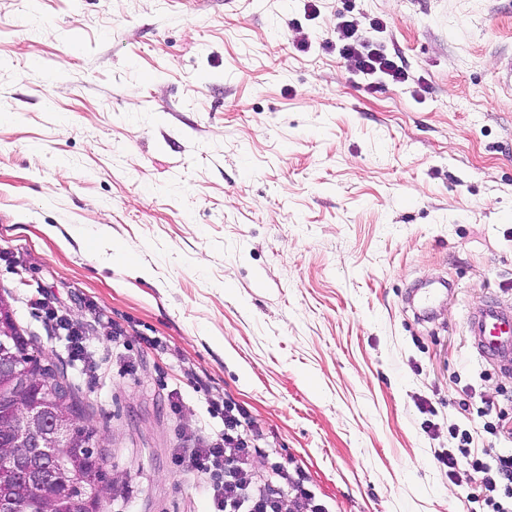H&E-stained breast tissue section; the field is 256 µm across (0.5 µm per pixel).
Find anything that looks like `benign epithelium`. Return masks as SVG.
I'll use <instances>...</instances> for the list:
<instances>
[{"label": "benign epithelium", "mask_w": 512, "mask_h": 512, "mask_svg": "<svg viewBox=\"0 0 512 512\" xmlns=\"http://www.w3.org/2000/svg\"><path fill=\"white\" fill-rule=\"evenodd\" d=\"M0 384L15 389L12 396L0 392V417L6 414L20 421L12 426L9 439L0 442V459L13 460L14 479L41 485L37 512H64L55 494L53 464L69 463L70 483L79 482L82 460L100 444H85L76 438L72 420L55 406L53 388L31 395L28 365L8 349L0 350Z\"/></svg>", "instance_id": "benign-epithelium-1"}]
</instances>
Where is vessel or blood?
<instances>
[{"label": "vessel or blood", "instance_id": "b4317fda", "mask_svg": "<svg viewBox=\"0 0 512 512\" xmlns=\"http://www.w3.org/2000/svg\"><path fill=\"white\" fill-rule=\"evenodd\" d=\"M474 352L487 362L512 369V303L493 301L468 318Z\"/></svg>", "mask_w": 512, "mask_h": 512}]
</instances>
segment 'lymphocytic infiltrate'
<instances>
[{
  "instance_id": "obj_1",
  "label": "lymphocytic infiltrate",
  "mask_w": 512,
  "mask_h": 512,
  "mask_svg": "<svg viewBox=\"0 0 512 512\" xmlns=\"http://www.w3.org/2000/svg\"><path fill=\"white\" fill-rule=\"evenodd\" d=\"M338 39L340 56L351 61L359 73L383 74L395 82L405 80L402 67L382 49L358 37L350 26H341ZM219 410L223 430L194 436L191 448L177 458L186 471L209 476L207 492L213 512H291L295 507L320 512L312 503L300 468L280 463L265 470L256 466L254 455L261 438L256 422L227 401ZM472 442L470 433L461 432L456 451L438 453V463L447 468L453 482L459 471H466L470 500L487 512H512V453L495 455L487 448L475 452Z\"/></svg>"
}]
</instances>
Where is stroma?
Wrapping results in <instances>:
<instances>
[{
	"instance_id": "35a3bbf8",
	"label": "stroma",
	"mask_w": 512,
	"mask_h": 512,
	"mask_svg": "<svg viewBox=\"0 0 512 512\" xmlns=\"http://www.w3.org/2000/svg\"><path fill=\"white\" fill-rule=\"evenodd\" d=\"M508 56L512 0H0V295L86 408L103 512H210L177 456L221 397L323 512H474L435 454L512 452L465 328L512 293ZM338 40L339 54L352 62L359 73L365 75L383 74L392 81H405L406 73L380 48L356 35L349 25L340 27ZM45 314L49 320L54 321L55 328L60 332H65L68 337V342L71 347V354L74 360L91 362L92 352L86 346L83 339V335L79 330V327L75 326L72 320L64 319L63 317H57V313L52 308H47Z\"/></svg>"
}]
</instances>
